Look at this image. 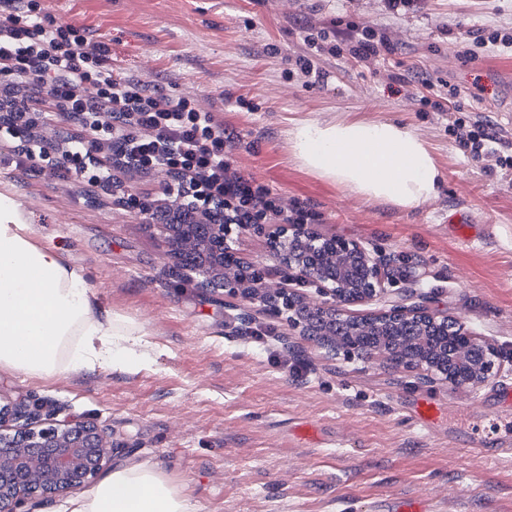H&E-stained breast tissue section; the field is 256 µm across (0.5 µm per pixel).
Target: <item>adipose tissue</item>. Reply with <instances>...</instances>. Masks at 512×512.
I'll list each match as a JSON object with an SVG mask.
<instances>
[{"label":"adipose tissue","instance_id":"adipose-tissue-1","mask_svg":"<svg viewBox=\"0 0 512 512\" xmlns=\"http://www.w3.org/2000/svg\"><path fill=\"white\" fill-rule=\"evenodd\" d=\"M301 168L343 191L401 209L440 197L428 143L397 120L312 118L289 132ZM142 325L100 305L60 247L41 245L19 203L0 192V370L31 378L109 364L139 366ZM69 512H197L159 465L122 463Z\"/></svg>","mask_w":512,"mask_h":512}]
</instances>
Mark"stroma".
<instances>
[{
    "label": "stroma",
    "mask_w": 512,
    "mask_h": 512,
    "mask_svg": "<svg viewBox=\"0 0 512 512\" xmlns=\"http://www.w3.org/2000/svg\"><path fill=\"white\" fill-rule=\"evenodd\" d=\"M42 15L88 29L148 87L192 99L231 136L230 176L303 207L310 227L384 256L396 293L362 314L421 304L459 319L500 353L487 385L456 389L420 372L330 358L287 323L247 303L226 305L172 276L159 227L134 219L95 176L34 167L15 138L0 151V191L21 203L40 244H57L97 300L142 322L151 359L30 379L0 371V400L39 405L42 419L97 423L114 462H151L185 484L198 512H512V458L456 448L455 410L495 412L512 385V53L474 47L483 30L512 33V0H419L400 15L383 0H35ZM379 29L390 52L353 59L312 52L320 32ZM474 48L475 58L461 53ZM311 55L325 83L289 69ZM461 105L439 112L437 97ZM350 114L398 119L432 147L441 196L400 210L346 194L300 168L296 121ZM483 127L497 154L473 157L450 130ZM471 223V240L456 225ZM431 397L446 414L414 417ZM315 429L300 438L298 425Z\"/></svg>",
    "instance_id": "35a3bbf8"
}]
</instances>
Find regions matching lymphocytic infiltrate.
<instances>
[{
    "mask_svg": "<svg viewBox=\"0 0 512 512\" xmlns=\"http://www.w3.org/2000/svg\"><path fill=\"white\" fill-rule=\"evenodd\" d=\"M87 40L85 27L42 17L33 0H16L11 11L0 12V64L14 74L0 89V119L11 122L16 103L51 94L79 120L80 134L55 150L76 171L95 163L103 149L122 172L163 162L176 172L184 205L223 207L228 224L251 223L259 208L279 219L268 186L228 177L223 121L188 99L149 89L113 63L109 44L84 51ZM105 113L118 114V122L102 125Z\"/></svg>",
    "mask_w": 512,
    "mask_h": 512,
    "instance_id": "1",
    "label": "lymphocytic infiltrate"
}]
</instances>
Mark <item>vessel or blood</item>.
Instances as JSON below:
<instances>
[{
	"label": "vessel or blood",
	"mask_w": 512,
	"mask_h": 512,
	"mask_svg": "<svg viewBox=\"0 0 512 512\" xmlns=\"http://www.w3.org/2000/svg\"><path fill=\"white\" fill-rule=\"evenodd\" d=\"M501 396L508 408L492 414H473L469 424L459 434L465 449L493 448L496 455L512 456V388L504 387Z\"/></svg>",
	"instance_id": "1"
}]
</instances>
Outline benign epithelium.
Returning a JSON list of instances; mask_svg holds the SVG:
<instances>
[{
    "mask_svg": "<svg viewBox=\"0 0 512 512\" xmlns=\"http://www.w3.org/2000/svg\"><path fill=\"white\" fill-rule=\"evenodd\" d=\"M122 206L145 224L153 207L134 194ZM175 275L195 287L222 291L224 301H243L281 319L314 340L332 357L363 356L415 369L454 388L478 389L498 367L499 353L458 319L424 306H394L359 315L350 307L381 298L393 284L385 260L360 244L324 236L306 224H226L223 215L188 213L178 224L160 225ZM246 230L266 231L271 255L286 278L314 287L321 300L271 281L265 267L239 260L227 241ZM23 405L0 404V512L24 509L34 497H49L98 479L112 445L99 427L83 420L28 423Z\"/></svg>",
    "mask_w": 512,
    "mask_h": 512,
    "instance_id": "1",
    "label": "benign epithelium"
}]
</instances>
